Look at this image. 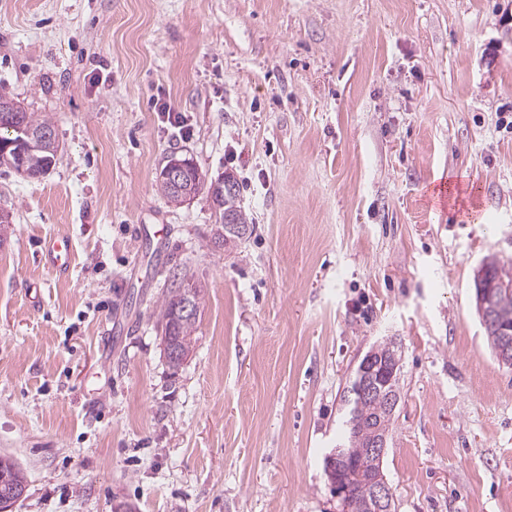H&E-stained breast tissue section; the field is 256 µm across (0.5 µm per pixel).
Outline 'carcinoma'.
<instances>
[{
	"label": "carcinoma",
	"mask_w": 512,
	"mask_h": 512,
	"mask_svg": "<svg viewBox=\"0 0 512 512\" xmlns=\"http://www.w3.org/2000/svg\"><path fill=\"white\" fill-rule=\"evenodd\" d=\"M21 124L13 132L0 128L3 136L13 143L5 153H0V165L15 170L30 180H37L45 175L56 164L60 153L59 141L56 138L53 120L47 115L29 112L20 102H14ZM185 187L196 195L209 194L213 185L207 174L193 165L184 171ZM158 191L168 202L181 205L185 202L184 194L175 190L171 182L163 175L156 177ZM239 192H224L223 213L232 216V223L239 224L251 231L253 225L248 223L246 213L239 205ZM486 267L496 282L497 288L492 296V310L499 326L485 329L487 340L492 350L504 344V336L500 327L512 328V268L506 267L497 259H490ZM190 294L197 308H203L202 289L193 284V280L183 276L178 278V287L172 288L161 302L159 321L162 324L163 344L175 342L184 348L192 349L197 340L195 333L200 317L174 318L175 307L182 297ZM370 360L383 368H391L395 372L401 369V351L395 342L382 341L369 351ZM358 375H353L344 391L346 430L343 437L342 451L350 458L354 472L347 479L346 512H371L373 505V479L382 472L381 457L369 448L373 436H389L393 420V412L387 407V397L391 387L382 388V393L363 398L358 394ZM27 480L20 467L7 455H0V498L12 497L20 499L26 490Z\"/></svg>",
	"instance_id": "cac0c4a2"
}]
</instances>
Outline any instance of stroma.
Masks as SVG:
<instances>
[{"label": "stroma", "instance_id": "35a3bbf8", "mask_svg": "<svg viewBox=\"0 0 512 512\" xmlns=\"http://www.w3.org/2000/svg\"><path fill=\"white\" fill-rule=\"evenodd\" d=\"M0 93L60 144L41 180L0 166L13 512H336L343 390L390 336L396 512H512V369L474 289L512 262V0H0ZM174 155L236 177L251 235L161 195ZM181 271L205 298L175 369ZM70 246L67 239L61 238L50 242L44 255L45 264L59 272L67 269L69 264ZM191 278L178 277V288H171L169 293L165 296L161 302L159 308V321L162 324L164 336L162 337L164 344V352L169 342H175L181 345L183 348L187 347L188 353L192 349L194 343L197 340L195 333L198 328L199 320L201 317L202 305V288H198ZM183 287V288H181ZM192 294V298L196 303L197 309L191 302H184L182 304L181 313L186 315H195V317H184L175 319L174 310L175 307L182 301V295Z\"/></svg>", "mask_w": 512, "mask_h": 512}]
</instances>
